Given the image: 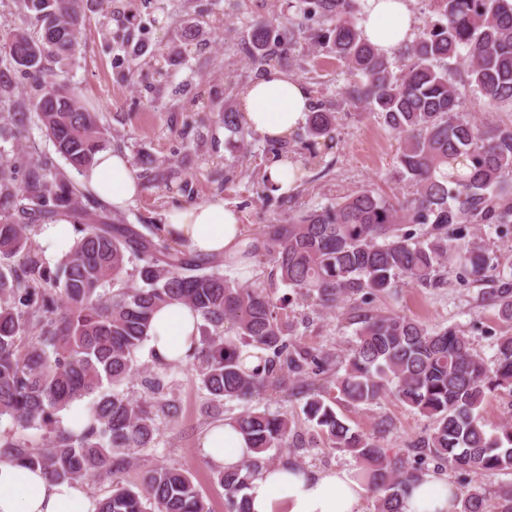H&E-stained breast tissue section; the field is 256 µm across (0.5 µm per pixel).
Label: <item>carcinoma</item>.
<instances>
[{"mask_svg": "<svg viewBox=\"0 0 512 512\" xmlns=\"http://www.w3.org/2000/svg\"><path fill=\"white\" fill-rule=\"evenodd\" d=\"M433 2L435 16L423 17L397 60L363 37L362 0H296L293 14L255 22L245 40L260 73L293 49L297 33L347 68L349 101L402 135L398 163L415 186L405 206L363 189L286 224H266L220 260L161 238L155 224L139 228L89 215L87 193L48 156L34 159L19 184L11 163L0 161V213L20 216L0 222V257L22 258L0 267V419L17 429L0 434V458L37 468L52 482L81 485L117 477L133 464L135 449L156 447L161 425L179 417L172 366L152 360L142 371L139 399L121 386L149 339L154 312L173 302L201 315V336L186 364L217 406L327 373L330 356L293 339L286 300L224 275L222 266L262 256L295 295L324 310L349 303L358 328L345 372L335 380L344 400L371 405L392 396L432 422L420 444L392 453L347 425L330 399L307 398V420L358 461L356 477L377 495L375 512H402L404 493L432 462L437 469L512 472V422L490 434L481 415L488 394H512V335L497 337L487 360L451 327L362 308L399 281L438 286L448 263L467 279L488 278L494 265L484 239L466 237L462 225L512 227V121L483 124L458 116L462 89L447 68L448 60L464 56L466 85L487 108L512 111V0ZM20 4L27 26L0 39V61L32 79L41 128L81 173L110 140L98 114L56 70L76 56L83 23L78 0ZM222 120L240 140L249 135L232 108ZM335 121L334 113L313 106L308 137L334 141ZM67 214L76 218L74 243L52 269L33 233ZM498 282L491 304L512 323V279L502 274ZM226 322L235 328L232 337L224 336ZM247 347L261 350L252 369L244 365ZM106 384L111 391H102ZM91 395L85 416L59 425L58 412ZM231 421L258 457L233 471L220 468L216 477L225 512H250L247 490L260 464L272 460L268 452L304 448L307 441L284 414L246 410ZM29 429L42 431L39 442L22 435ZM459 504V512H489L477 493ZM97 512L211 510L187 473L155 466L134 488L114 483Z\"/></svg>", "mask_w": 512, "mask_h": 512, "instance_id": "cac0c4a2", "label": "carcinoma"}]
</instances>
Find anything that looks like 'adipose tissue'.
<instances>
[{
  "label": "adipose tissue",
  "instance_id": "1",
  "mask_svg": "<svg viewBox=\"0 0 512 512\" xmlns=\"http://www.w3.org/2000/svg\"><path fill=\"white\" fill-rule=\"evenodd\" d=\"M358 26L381 54L391 56L413 38L415 19L408 0H364ZM311 103L307 85L277 69L252 81L241 94L247 125L282 140L306 124ZM80 179L85 189L116 211L133 204L140 191L127 157L113 149L97 153ZM163 230L171 239L184 240L194 251L210 256L236 252L245 236L238 213L219 197L176 211ZM200 323V314L185 304L165 306L153 317L147 347L163 361L180 360L198 341ZM202 446L209 462L227 470L238 468L252 455L247 439L228 421L212 426ZM366 493L349 470L314 472L280 464L260 468L248 490L251 512H360ZM454 493L443 475L427 474L410 486L403 512H452ZM96 508L95 500L80 487L54 483L40 471L0 461V512H96Z\"/></svg>",
  "mask_w": 512,
  "mask_h": 512
}]
</instances>
